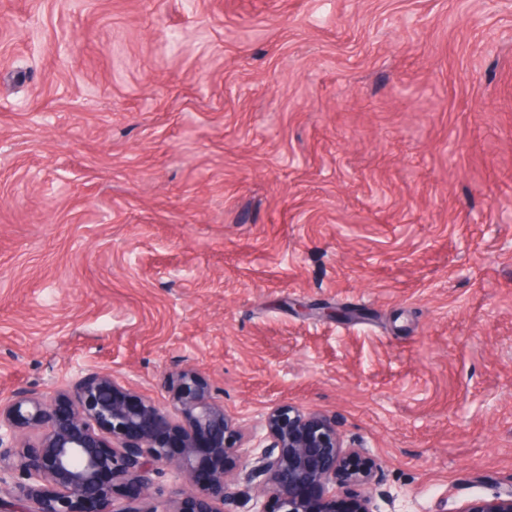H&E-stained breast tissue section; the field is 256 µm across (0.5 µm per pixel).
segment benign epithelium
<instances>
[{"instance_id": "1", "label": "benign epithelium", "mask_w": 512, "mask_h": 512, "mask_svg": "<svg viewBox=\"0 0 512 512\" xmlns=\"http://www.w3.org/2000/svg\"><path fill=\"white\" fill-rule=\"evenodd\" d=\"M170 408L77 377L54 396L0 399V512H336V481L369 486L375 462L346 447L336 421L284 405L245 427L191 367L167 375ZM180 435L174 457L170 440ZM170 470L169 507L152 502ZM458 512H512V486Z\"/></svg>"}]
</instances>
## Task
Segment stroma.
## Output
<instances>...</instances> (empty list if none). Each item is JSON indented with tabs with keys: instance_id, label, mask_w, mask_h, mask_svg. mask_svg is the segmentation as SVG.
Segmentation results:
<instances>
[{
	"instance_id": "35a3bbf8",
	"label": "stroma",
	"mask_w": 512,
	"mask_h": 512,
	"mask_svg": "<svg viewBox=\"0 0 512 512\" xmlns=\"http://www.w3.org/2000/svg\"><path fill=\"white\" fill-rule=\"evenodd\" d=\"M185 366L512 484V0H0V397Z\"/></svg>"
}]
</instances>
